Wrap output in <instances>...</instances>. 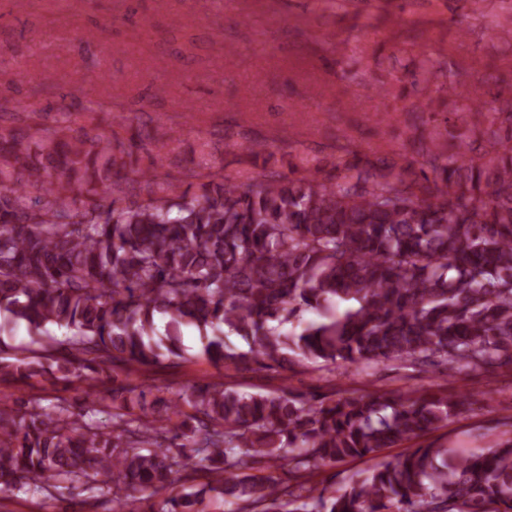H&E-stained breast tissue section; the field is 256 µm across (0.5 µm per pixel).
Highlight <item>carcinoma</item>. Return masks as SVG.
I'll list each match as a JSON object with an SVG mask.
<instances>
[{
	"label": "carcinoma",
	"mask_w": 512,
	"mask_h": 512,
	"mask_svg": "<svg viewBox=\"0 0 512 512\" xmlns=\"http://www.w3.org/2000/svg\"><path fill=\"white\" fill-rule=\"evenodd\" d=\"M57 111L52 126L41 108L8 125L0 114V335L22 324L38 347L0 340V381L91 387L103 374L112 414L98 422L66 398L0 409L1 493L92 491L103 476L116 503L140 493L142 512H203L208 494L228 512H512V437L468 455L432 442L341 486L316 481L446 427L465 400L445 389L189 382L167 398L128 382L196 359L181 345L188 325L236 372L512 365V98L448 132L466 154L413 141L418 170L349 150L334 177L314 158L299 177L247 168L234 180L200 163L184 189L157 161L138 166L145 141L167 146L144 127L70 135L74 114L105 111L93 90ZM304 311L321 320L301 322Z\"/></svg>",
	"instance_id": "cac0c4a2"
}]
</instances>
